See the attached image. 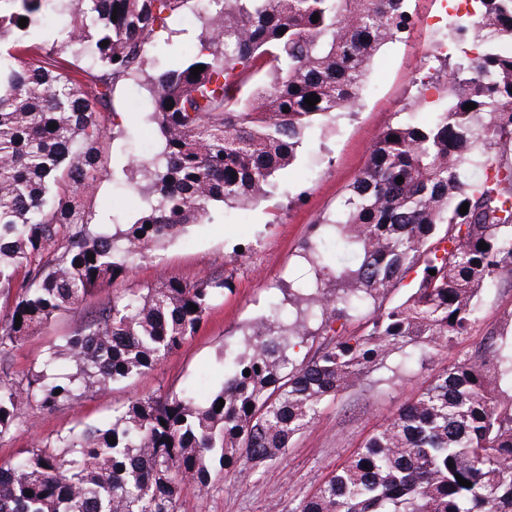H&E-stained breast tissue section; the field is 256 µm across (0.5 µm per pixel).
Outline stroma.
<instances>
[{"mask_svg": "<svg viewBox=\"0 0 512 512\" xmlns=\"http://www.w3.org/2000/svg\"><path fill=\"white\" fill-rule=\"evenodd\" d=\"M412 24L396 41L388 43L366 82L364 98L355 112L341 115L322 138L304 146L294 166L279 176L281 192L274 200L278 211L266 204L247 210L228 208L214 224H195L160 250L158 258L135 260L128 273L99 290L76 310L36 329L12 356L11 369L23 377L49 344L84 327L100 303L115 295L153 286L163 279L185 283L201 276H228L231 291L217 298L199 330L158 366L135 379L117 384L111 392L87 393L73 405L35 416L32 431H19L0 441V464L16 460L33 438H50L80 424H94L111 416L129 400L175 391L186 385L208 393L224 380V349L235 344L245 326L268 316L273 306L287 307L288 285L303 275L297 254L322 223L345 199L350 184L367 163L374 139L388 126L411 119L427 121L444 106L439 91L455 60L436 54L434 45L446 41V24L429 25L427 17L441 14L440 0H409ZM145 139L104 141L100 165L85 208L93 214L115 211L134 217L136 209L124 198L136 188L123 168L145 157ZM250 244L244 256L233 254L235 245ZM481 318L467 336L434 357L426 368L402 372L383 381L370 376L336 399L324 404L320 416L292 441L275 463L243 465L228 482L200 491L187 487L182 512H292L297 502L315 492L336 465L343 462L373 431L392 418L420 392L431 376L456 358L474 350L487 334L512 322V276H503L479 300Z\"/></svg>", "mask_w": 512, "mask_h": 512, "instance_id": "35a3bbf8", "label": "stroma"}]
</instances>
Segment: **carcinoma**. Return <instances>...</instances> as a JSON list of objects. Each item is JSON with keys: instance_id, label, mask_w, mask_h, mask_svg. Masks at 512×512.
<instances>
[{"instance_id": "cac0c4a2", "label": "carcinoma", "mask_w": 512, "mask_h": 512, "mask_svg": "<svg viewBox=\"0 0 512 512\" xmlns=\"http://www.w3.org/2000/svg\"><path fill=\"white\" fill-rule=\"evenodd\" d=\"M407 2L0 0V299L9 303L0 314V440L32 427L38 411L153 370L198 330L229 278L112 298L24 379L10 373L36 328L125 274L132 258L224 206L273 196L303 145L360 104L379 52L409 27ZM477 4L448 29L460 55L444 82L446 107L376 138L343 204L301 247L311 280L288 286V313L275 309L224 349L220 388L202 404L188 387L132 400L99 424L34 441L0 467V512H181L185 487L207 490L243 461L282 458L348 387L380 369L394 377L421 368L468 335L481 294L512 275V161H503L512 52L502 48L512 41V0ZM185 12L199 22L193 55L174 40ZM156 54L170 61L150 74ZM129 82L151 105L135 132L149 129L155 142L148 160L123 167L140 177L134 221L96 222L83 198L99 145L130 132L116 111L107 127L99 109ZM311 94L320 97L312 107ZM469 102L476 108L464 109ZM472 169L484 177L469 179ZM328 228L346 260L328 252ZM412 271L405 299L384 305ZM358 317L367 332H346ZM321 334L326 343L298 359L294 348ZM59 362L73 372L55 374ZM292 512H512V341L494 334L449 364Z\"/></svg>"}]
</instances>
